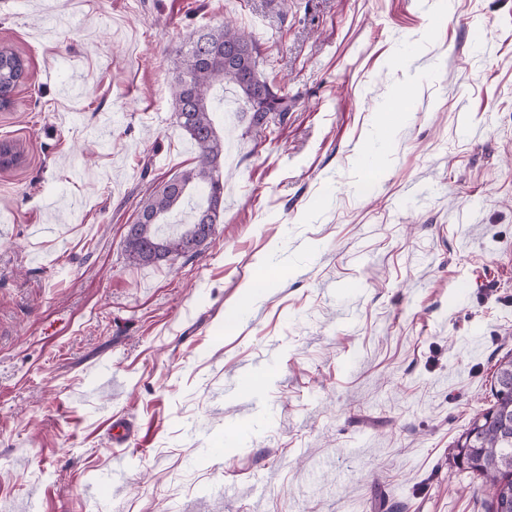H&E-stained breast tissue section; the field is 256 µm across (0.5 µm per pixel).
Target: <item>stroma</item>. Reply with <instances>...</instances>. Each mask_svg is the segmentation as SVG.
<instances>
[{"instance_id": "stroma-1", "label": "stroma", "mask_w": 512, "mask_h": 512, "mask_svg": "<svg viewBox=\"0 0 512 512\" xmlns=\"http://www.w3.org/2000/svg\"><path fill=\"white\" fill-rule=\"evenodd\" d=\"M227 18L297 106L267 135L225 87L212 238L132 264ZM0 48V512H484L452 450L512 353V0H0ZM2 70V71H1ZM25 73L22 59L15 53L0 50V94L3 97L1 105L9 103V94L18 85Z\"/></svg>"}]
</instances>
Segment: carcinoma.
I'll use <instances>...</instances> for the list:
<instances>
[{
    "label": "carcinoma",
    "mask_w": 512,
    "mask_h": 512,
    "mask_svg": "<svg viewBox=\"0 0 512 512\" xmlns=\"http://www.w3.org/2000/svg\"><path fill=\"white\" fill-rule=\"evenodd\" d=\"M262 65L256 40L231 21L188 37L176 62L171 90L175 122L194 142L198 156L193 167L171 176L142 200L126 233V252L133 263L157 264L193 256L213 235L224 204V139L213 120V90L232 85L254 126H266L272 118L285 121L296 104L287 87L264 76ZM24 73L22 59L1 49V104L9 103V94ZM184 210L189 217L186 228L176 234H162L166 217ZM492 396L493 404L478 412L470 423L472 427L481 420L487 424L480 440L484 459L464 466L482 480L486 512H495L499 487L512 478V468L506 466L512 463V441L499 433V414L508 397L495 388Z\"/></svg>",
    "instance_id": "obj_1"
}]
</instances>
